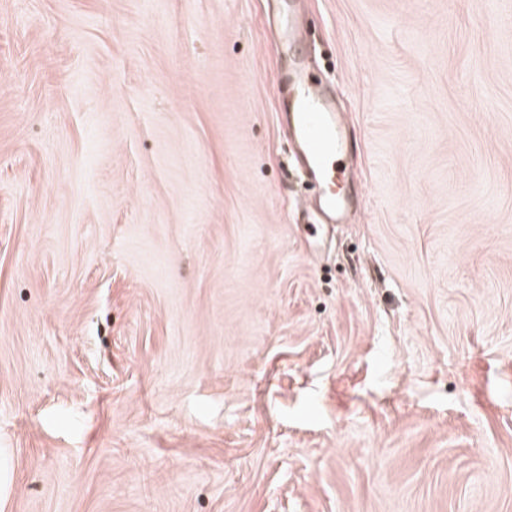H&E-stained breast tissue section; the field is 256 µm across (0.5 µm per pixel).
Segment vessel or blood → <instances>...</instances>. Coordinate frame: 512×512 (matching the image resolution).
Here are the masks:
<instances>
[{
    "label": "vessel or blood",
    "mask_w": 512,
    "mask_h": 512,
    "mask_svg": "<svg viewBox=\"0 0 512 512\" xmlns=\"http://www.w3.org/2000/svg\"><path fill=\"white\" fill-rule=\"evenodd\" d=\"M278 29L287 58L276 77L286 99L278 117L288 130L296 168L318 189L308 222L321 231L342 223L351 207L355 178L344 160L356 151L357 143L337 107L335 89L309 69L300 52L304 33L291 13L281 14Z\"/></svg>",
    "instance_id": "1"
}]
</instances>
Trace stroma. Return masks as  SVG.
Masks as SVG:
<instances>
[{"instance_id": "35a3bbf8", "label": "stroma", "mask_w": 512, "mask_h": 512, "mask_svg": "<svg viewBox=\"0 0 512 512\" xmlns=\"http://www.w3.org/2000/svg\"><path fill=\"white\" fill-rule=\"evenodd\" d=\"M279 8L0 0V512H512V0H299L320 238ZM278 29L287 58L276 77L278 92L286 99L278 117L288 129L296 168L318 188L307 221L316 233L342 223L351 207L355 178L344 160L357 143L337 107L336 90L309 69L306 55L297 50L304 33L290 11L280 15Z\"/></svg>"}]
</instances>
